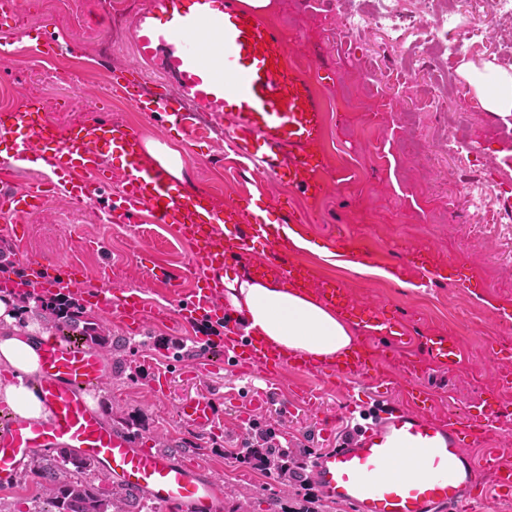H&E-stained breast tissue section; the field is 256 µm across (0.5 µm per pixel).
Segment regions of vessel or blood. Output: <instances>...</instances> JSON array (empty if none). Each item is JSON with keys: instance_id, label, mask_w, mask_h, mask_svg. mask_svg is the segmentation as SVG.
<instances>
[{"instance_id": "obj_1", "label": "vessel or blood", "mask_w": 512, "mask_h": 512, "mask_svg": "<svg viewBox=\"0 0 512 512\" xmlns=\"http://www.w3.org/2000/svg\"><path fill=\"white\" fill-rule=\"evenodd\" d=\"M0 29L13 34L0 43L1 57L21 50L47 60L64 51L52 40L27 41L17 29L12 0H0ZM132 40L139 63L106 72L108 89L129 96L138 111L163 115L189 141L200 117L226 121L227 149L251 174L276 180L308 200L323 196L328 184L320 147L327 115L312 77L290 62L293 45L281 29L243 0H157L155 9L135 16ZM172 83L182 96L169 94ZM116 162L123 179L107 221L128 224L144 214L188 246L192 270L204 276L189 309L215 307L224 296L225 274L242 268L255 279L315 289L325 304L357 319L363 342L329 371L342 379L369 378L395 397L350 441H337L312 458L315 481L327 499L352 512H460L463 504L482 501L484 472H493L496 488L512 489V467L501 466L491 446L512 413L499 395L490 392L463 411L434 414L435 395L424 379L432 368H457V343L433 335L426 337L423 351L407 349L405 328L396 317L354 304L336 280H314L310 267L290 262L292 242L283 229L301 223L295 211L273 219L266 207L224 206L207 190H189L144 159L141 136L127 125L61 127L36 101L0 111V211L10 215L14 227H23L49 195L72 207L95 200L111 183ZM34 168L43 170V177L17 186V175ZM51 173L59 176L58 184H49ZM257 240L269 243L268 253L247 259ZM330 250L345 263L373 266L379 260L377 251L344 233L333 236ZM93 299L132 333L167 316L144 300H115L104 290L94 291ZM218 358L242 372L293 366L276 347L238 332L225 337ZM105 373L95 347L65 336L44 341L33 388L48 414L0 416V480L14 477L22 461L40 451L69 448L90 460L97 473L152 502L181 512H223L222 481L189 459L137 447L90 405L87 396ZM221 416V408L201 396L181 402L178 420L207 430ZM475 448L485 449L483 461L472 456ZM411 459L425 466V476L407 480L393 471L394 463Z\"/></svg>"}]
</instances>
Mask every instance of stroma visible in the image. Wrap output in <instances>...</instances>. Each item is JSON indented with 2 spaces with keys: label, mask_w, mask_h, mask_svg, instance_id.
I'll list each match as a JSON object with an SVG mask.
<instances>
[{
  "label": "stroma",
  "mask_w": 512,
  "mask_h": 512,
  "mask_svg": "<svg viewBox=\"0 0 512 512\" xmlns=\"http://www.w3.org/2000/svg\"><path fill=\"white\" fill-rule=\"evenodd\" d=\"M104 0H16L20 27L38 32L48 24L55 39L72 41L76 52L48 64L24 52L0 57V107L22 108L40 98L59 125L101 119L134 128L142 140L177 148L187 186L211 192L218 203L238 202L251 192L252 176L226 163L224 127L211 124L207 135L188 142L161 116L139 112L126 100L108 98L103 76L83 69L86 57L104 55L107 64L124 68L135 60L131 27L113 37L84 27L82 17L103 13ZM267 22L300 44L297 65L317 75L316 90L329 115L322 151L331 181L317 200L289 197L275 182L263 187L272 212L289 204L306 220L304 235L327 244L344 231L365 239L378 251L377 266L332 264L317 254L296 250L290 261L311 266L316 278H334L350 298L400 316L413 336L441 333L455 338L463 361L452 374L431 371L429 384L439 392L434 410L464 408L486 390L500 389L512 407V388L498 386L506 363L494 346L512 344V324L498 322L494 308L512 307V224L495 221L498 194L512 196V168H501L507 147L502 116L480 108L461 73L463 62L512 65L500 36L512 33V17L487 23L497 36L467 58L447 59L406 31L400 43L363 26L343 28L342 13L367 8L369 0H271ZM398 9L447 26L449 16L467 23L464 0H399ZM464 145L462 157L448 153V135ZM491 175L496 192L481 209L468 206L473 185L465 170ZM112 200L104 192L89 207L67 208L57 197L29 216L25 253L50 262L52 274L82 272L87 287H106L116 296L142 297L161 308L176 300L151 275L155 266L188 267L189 248L173 240L166 227L146 234L141 224H109ZM426 255L443 265L445 277L430 287L414 285V274L390 279L387 266ZM112 338H126L130 352L126 374L116 377L110 351L101 356L108 371L93 400L105 420L135 416L147 431L138 442L149 448L187 447V456L224 482V508L233 512H305L302 497L275 474L235 465L225 448L241 447L250 422L290 432L298 444L319 450L333 445L344 423H359L379 401L384 388L368 380H339L327 373L288 371L240 373L232 363L197 366L200 342H212L223 318H192L147 324L126 333L111 310L87 307ZM207 396L224 410L216 428L190 430L178 422L187 397ZM296 399L292 413L275 406ZM41 487L29 469L0 483V512H38Z\"/></svg>",
  "instance_id": "35a3bbf8"
}]
</instances>
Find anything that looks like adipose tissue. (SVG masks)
<instances>
[{
    "label": "adipose tissue",
    "mask_w": 512,
    "mask_h": 512,
    "mask_svg": "<svg viewBox=\"0 0 512 512\" xmlns=\"http://www.w3.org/2000/svg\"><path fill=\"white\" fill-rule=\"evenodd\" d=\"M466 80L485 111L512 113L511 69L496 65L475 68ZM224 306L229 320L241 323L245 334L301 354L315 365L334 363L356 342L351 321L312 292L228 275L224 278ZM48 337L39 323L18 322L11 299L0 300V366L13 375L12 381L0 382V403L25 419L47 414L31 381L39 373L41 345Z\"/></svg>",
    "instance_id": "adipose-tissue-1"
}]
</instances>
